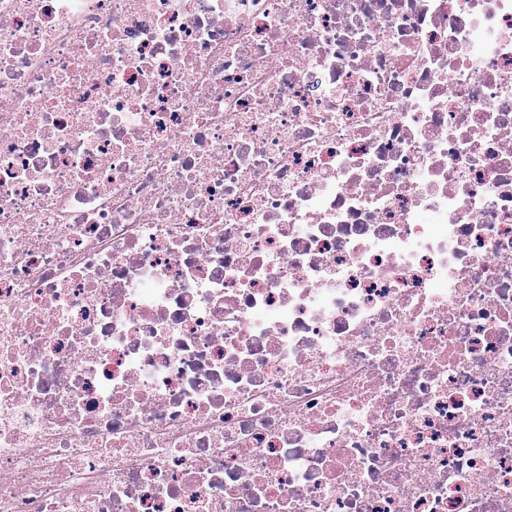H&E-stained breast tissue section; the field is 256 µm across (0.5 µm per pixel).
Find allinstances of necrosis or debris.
<instances>
[{"label":"necrosis or debris","instance_id":"4bbe7bcc","mask_svg":"<svg viewBox=\"0 0 512 512\" xmlns=\"http://www.w3.org/2000/svg\"><path fill=\"white\" fill-rule=\"evenodd\" d=\"M0 512H512V0H0Z\"/></svg>","mask_w":512,"mask_h":512}]
</instances>
